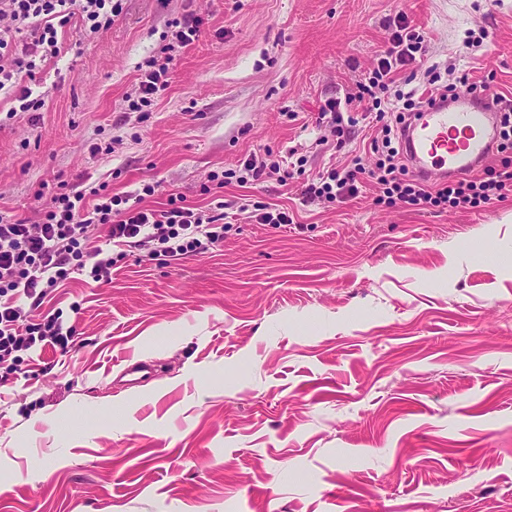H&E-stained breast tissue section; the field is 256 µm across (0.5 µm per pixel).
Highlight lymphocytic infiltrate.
Returning <instances> with one entry per match:
<instances>
[{"instance_id": "1", "label": "lymphocytic infiltrate", "mask_w": 512, "mask_h": 512, "mask_svg": "<svg viewBox=\"0 0 512 512\" xmlns=\"http://www.w3.org/2000/svg\"><path fill=\"white\" fill-rule=\"evenodd\" d=\"M123 11L122 0H0V92L12 95L19 111L35 112L44 105L29 86L46 60L58 57V30L72 18H80L79 33L89 37L111 27ZM388 46L368 78L357 81L352 103L373 115L376 130L369 137L374 163L354 156L350 166L331 168L303 183L304 201L317 199L343 203L357 198L364 184L376 189L373 204L398 206L482 209L512 196V94L492 89L493 76L473 81L461 75L458 83L444 82L438 65L425 68L429 91L453 94L457 85L474 93L491 95L502 114L497 163L484 167L476 177L452 178L431 184L414 175L405 164L399 146V129L424 103L417 89L397 86L400 70L428 52L429 38L412 25L405 12H397L388 26ZM171 57H147L138 66L143 79L127 108L141 112L167 85ZM28 85H20V78ZM281 170V182L294 173L281 169L271 152L251 154L240 169L224 172L221 181L242 185L260 182L269 170ZM223 202L207 211L187 204L180 196L169 197L160 209L130 204L128 197L111 193L107 184L70 187L56 194L39 211L38 223L0 216V364L18 353L52 345L67 347L75 334L62 312L47 314L41 322L24 323V305L39 307L49 288L86 269L94 282L112 279L118 246L150 247L152 259L207 251L223 242L225 227L218 212ZM104 228L108 247L90 243V231Z\"/></svg>"}]
</instances>
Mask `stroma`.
Listing matches in <instances>:
<instances>
[{
    "instance_id": "1",
    "label": "stroma",
    "mask_w": 512,
    "mask_h": 512,
    "mask_svg": "<svg viewBox=\"0 0 512 512\" xmlns=\"http://www.w3.org/2000/svg\"><path fill=\"white\" fill-rule=\"evenodd\" d=\"M400 9L434 61L512 93V0H125L89 40L72 18L33 88L44 106L0 95V214L37 223L63 184L206 207L213 174L266 149L343 166L371 131L337 146L318 113L373 69ZM190 13L198 38L172 48ZM470 31L488 38L465 48ZM168 47L139 119L138 65ZM373 193L226 185L220 245L130 248L111 282L75 273L26 309L76 334L0 366V512H512V196L436 212ZM247 199L298 227L255 223ZM141 357L157 375L127 386Z\"/></svg>"
}]
</instances>
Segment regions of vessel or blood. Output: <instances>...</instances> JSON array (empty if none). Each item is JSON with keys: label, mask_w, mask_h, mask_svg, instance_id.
<instances>
[{"label": "vessel or blood", "mask_w": 512, "mask_h": 512, "mask_svg": "<svg viewBox=\"0 0 512 512\" xmlns=\"http://www.w3.org/2000/svg\"><path fill=\"white\" fill-rule=\"evenodd\" d=\"M498 136L491 99L464 89L452 99L436 95L426 101L400 140L410 170L430 180L474 171L493 152Z\"/></svg>", "instance_id": "b4317fda"}]
</instances>
